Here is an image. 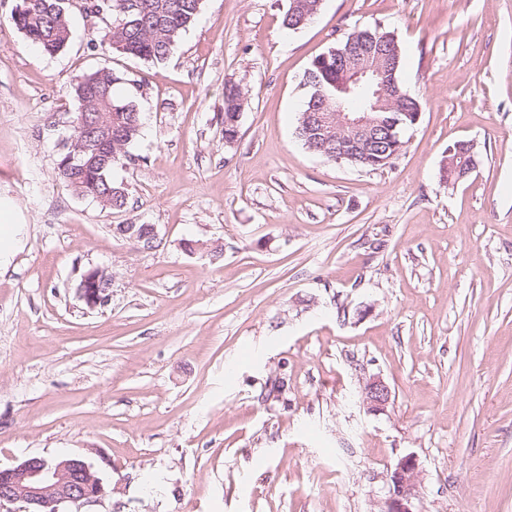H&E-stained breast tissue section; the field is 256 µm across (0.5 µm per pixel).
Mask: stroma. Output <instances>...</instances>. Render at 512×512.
<instances>
[{
  "instance_id": "stroma-1",
  "label": "stroma",
  "mask_w": 512,
  "mask_h": 512,
  "mask_svg": "<svg viewBox=\"0 0 512 512\" xmlns=\"http://www.w3.org/2000/svg\"><path fill=\"white\" fill-rule=\"evenodd\" d=\"M18 2L0 0V209L22 227L0 275V468L86 459L108 492L60 512H380L411 454L418 512H512V0H321L296 31L288 0H203L158 64L92 49L75 8L48 55ZM375 26L421 116L368 171L296 127L313 59ZM102 67L142 121L119 212L58 178L72 79ZM458 141L475 169L449 186ZM91 267L112 274L96 307ZM375 376L380 414L361 404ZM241 91L236 86L227 87L224 91V138H234L238 133L239 114L242 111ZM112 286V275L99 267L88 269L81 277L77 288L83 300L91 307L108 301V289ZM391 391L380 377H373L364 387L362 403L369 412L382 413L390 402Z\"/></svg>"
}]
</instances>
